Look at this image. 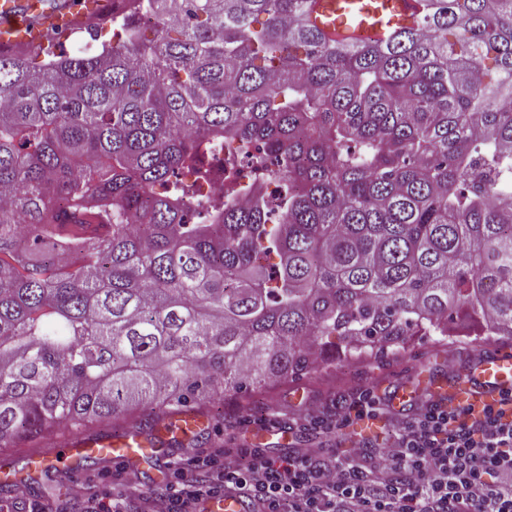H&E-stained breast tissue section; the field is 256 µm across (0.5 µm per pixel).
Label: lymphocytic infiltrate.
Returning <instances> with one entry per match:
<instances>
[{
    "mask_svg": "<svg viewBox=\"0 0 512 512\" xmlns=\"http://www.w3.org/2000/svg\"><path fill=\"white\" fill-rule=\"evenodd\" d=\"M368 420L382 421L381 431L347 455L325 452L326 442ZM236 424L309 430L316 440L272 459L228 432L223 443L170 462L162 488L121 466L82 479L71 497L80 512H201L202 502L227 494L253 512H512V390L479 406L427 399L391 418L371 388L354 385L321 412L285 420L266 412Z\"/></svg>",
    "mask_w": 512,
    "mask_h": 512,
    "instance_id": "obj_1",
    "label": "lymphocytic infiltrate"
}]
</instances>
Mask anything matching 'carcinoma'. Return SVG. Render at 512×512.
<instances>
[{"label": "carcinoma", "instance_id": "obj_1", "mask_svg": "<svg viewBox=\"0 0 512 512\" xmlns=\"http://www.w3.org/2000/svg\"><path fill=\"white\" fill-rule=\"evenodd\" d=\"M308 7L123 0L93 53L0 51V444L140 406L152 431L312 346L383 358L466 318L512 341V0H428L384 45ZM205 140L233 189L261 149L274 204L192 220Z\"/></svg>", "mask_w": 512, "mask_h": 512}]
</instances>
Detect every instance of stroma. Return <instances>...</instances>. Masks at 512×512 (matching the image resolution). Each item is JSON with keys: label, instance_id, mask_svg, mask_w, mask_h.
I'll list each match as a JSON object with an SVG mask.
<instances>
[{"label": "stroma", "instance_id": "obj_1", "mask_svg": "<svg viewBox=\"0 0 512 512\" xmlns=\"http://www.w3.org/2000/svg\"><path fill=\"white\" fill-rule=\"evenodd\" d=\"M508 344L495 336L477 335L472 326L460 325L456 335L448 338L414 336L400 352L383 359L362 358L351 362L327 358L316 368L296 379H288L244 396H205L200 410L205 426L215 427L233 421L239 415L261 412L274 405L288 412L301 407L320 406L336 399L350 385L371 387L377 394L392 392L404 383H418L426 377L456 374L481 351L504 350ZM72 484L43 475L37 481L12 488L7 498L19 512L28 503H57L66 500Z\"/></svg>", "mask_w": 512, "mask_h": 512}]
</instances>
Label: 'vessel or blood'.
<instances>
[{
  "mask_svg": "<svg viewBox=\"0 0 512 512\" xmlns=\"http://www.w3.org/2000/svg\"><path fill=\"white\" fill-rule=\"evenodd\" d=\"M108 7L107 0H0V48L37 44L56 32L71 34ZM421 11L422 0H311L308 22L331 40L382 45L401 28L414 25ZM510 388L512 351L507 349L480 357L451 380L428 384L434 397L448 395L476 405ZM157 447L152 437L127 428L71 437L58 450V465H51L49 457L34 455L29 468L37 473L53 468L75 472L90 459L154 466Z\"/></svg>",
  "mask_w": 512,
  "mask_h": 512,
  "instance_id": "1",
  "label": "vessel or blood"
}]
</instances>
